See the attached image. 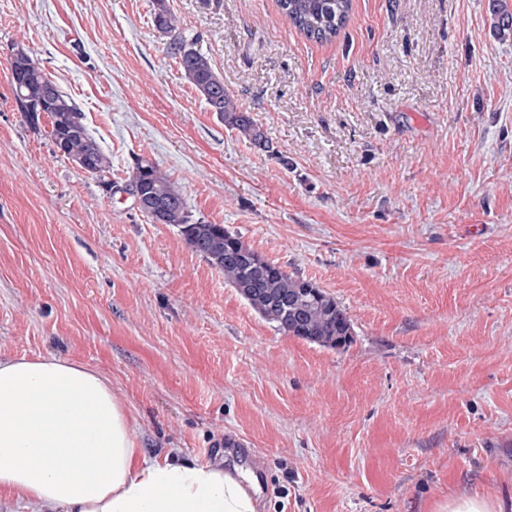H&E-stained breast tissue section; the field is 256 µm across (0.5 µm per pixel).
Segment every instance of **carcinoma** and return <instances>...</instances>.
I'll return each instance as SVG.
<instances>
[{"mask_svg": "<svg viewBox=\"0 0 512 512\" xmlns=\"http://www.w3.org/2000/svg\"><path fill=\"white\" fill-rule=\"evenodd\" d=\"M277 5L298 31L318 42L336 38L352 10V0H277ZM489 9L498 34H512V10L506 0H489ZM153 15L156 28L168 37L167 54L178 60L210 111L244 141L261 151H270L272 146L264 130L239 108L214 72L210 59L181 32L178 18L166 0H153ZM46 93L53 94L57 103L56 110L49 113L53 144L68 158L77 155L90 160L96 174L109 171L112 161L87 128L84 114L55 82L33 75L14 87L16 102L23 112L25 103ZM137 165L145 169L139 183L130 181L122 191L146 195L152 203L162 205L161 217L147 212L148 220L176 226L189 246L223 273L224 281L236 288L264 320L321 346L339 349L352 343L351 319L346 308L332 296L314 282L265 258L224 225L194 218L186 199L156 163L140 157Z\"/></svg>", "mask_w": 512, "mask_h": 512, "instance_id": "cac0c4a2", "label": "carcinoma"}]
</instances>
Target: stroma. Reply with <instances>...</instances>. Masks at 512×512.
Here are the masks:
<instances>
[{
  "label": "stroma",
  "instance_id": "stroma-1",
  "mask_svg": "<svg viewBox=\"0 0 512 512\" xmlns=\"http://www.w3.org/2000/svg\"><path fill=\"white\" fill-rule=\"evenodd\" d=\"M168 3L273 150L210 112L152 0H0V357L101 371L140 448L255 472L262 512L512 500V36L488 0H353L327 43L276 0ZM14 41L105 176L29 124ZM141 156L195 218L340 302L353 343L282 332L150 223L122 191Z\"/></svg>",
  "mask_w": 512,
  "mask_h": 512
}]
</instances>
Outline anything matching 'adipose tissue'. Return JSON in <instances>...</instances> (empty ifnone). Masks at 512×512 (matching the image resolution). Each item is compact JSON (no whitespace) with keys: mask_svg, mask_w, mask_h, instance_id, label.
I'll return each instance as SVG.
<instances>
[{"mask_svg":"<svg viewBox=\"0 0 512 512\" xmlns=\"http://www.w3.org/2000/svg\"><path fill=\"white\" fill-rule=\"evenodd\" d=\"M260 512L252 476L139 448L110 380L57 356L0 359V512Z\"/></svg>","mask_w":512,"mask_h":512,"instance_id":"adipose-tissue-1","label":"adipose tissue"}]
</instances>
